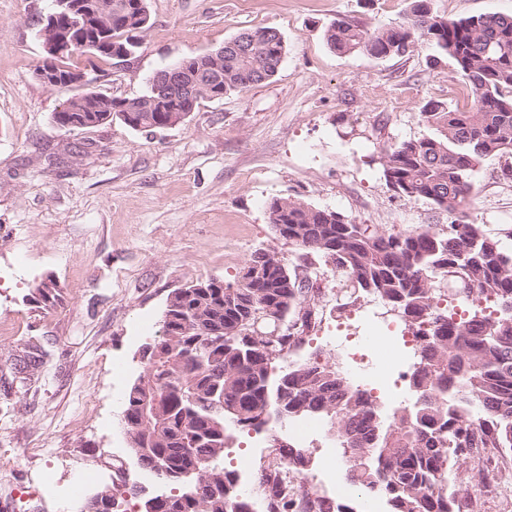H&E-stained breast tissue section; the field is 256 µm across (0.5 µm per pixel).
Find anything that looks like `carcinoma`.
<instances>
[{"mask_svg":"<svg viewBox=\"0 0 512 512\" xmlns=\"http://www.w3.org/2000/svg\"><path fill=\"white\" fill-rule=\"evenodd\" d=\"M112 3V28L95 37L81 18L62 17L85 46L55 58L59 77L84 71L82 64L134 53L137 32L149 22L147 0ZM430 0H412L407 21L370 31L340 18L325 30L339 53L375 58L410 55L420 40L435 46L468 82L469 108L429 101L426 120L439 135L404 141L387 153V186L407 199H425L460 215L470 201L471 174L485 158L512 157V16L445 19ZM250 51L237 38L224 42V58L199 55L179 63L193 73L218 66L201 99L220 98L270 81L285 52L269 28L249 31ZM124 115L122 99L101 92L70 102L53 115L56 125L94 128L117 118L134 130L154 132L183 122L196 104L179 98L151 101ZM276 233L303 257L316 254L332 265L336 299L347 304L377 297L418 339L407 375L411 402L384 419L373 395L353 384L336 364L317 353L293 357L322 321L312 276L273 264L257 251L236 282L210 279L174 290L167 298L156 359L129 388L123 427L138 447L139 467L167 486L154 512H249L224 450L237 431H260L274 420L284 426L321 418L333 429L350 468L347 481L382 498L388 512H477L459 496L457 471L485 448L512 451V225L489 236L482 225L456 218L441 229L386 232L348 216L287 198L268 204ZM494 305L463 315L448 299ZM36 303L60 302L58 286L38 284ZM309 463L307 449L288 443L259 464L254 486L265 512H357L340 498L311 492L294 482ZM199 470L188 483L187 470ZM143 497L145 487L117 470L112 487L88 497L81 512H119V501Z\"/></svg>","mask_w":512,"mask_h":512,"instance_id":"cac0c4a2","label":"carcinoma"}]
</instances>
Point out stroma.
<instances>
[{
  "instance_id": "35a3bbf8",
  "label": "stroma",
  "mask_w": 512,
  "mask_h": 512,
  "mask_svg": "<svg viewBox=\"0 0 512 512\" xmlns=\"http://www.w3.org/2000/svg\"><path fill=\"white\" fill-rule=\"evenodd\" d=\"M54 0H0V507L18 481L38 488L20 512H79L71 495L111 486L117 470L146 482L120 426L127 393L142 374L139 348L155 338L169 294L211 278L237 282L256 250L287 265L300 252L269 222L272 199L337 211L383 231L448 223L447 211L408 200L386 184L382 151L437 136L423 116L431 100L449 107L463 85L435 48L418 42L404 58L377 59L330 49L324 29L343 17L368 29L402 24L410 0H148L149 23L131 58L88 70L91 89L114 97L146 94L155 74L216 50L246 30L280 32L285 55L261 86L202 101L184 121L153 133L113 121L66 131L53 121L73 89L42 84L37 22ZM439 16H512V0H433ZM502 158H487L471 179L468 220L490 236L512 225V181ZM51 280L62 302H30ZM348 322L326 301L305 346L341 358L337 337L393 335L402 325L373 296ZM279 435L307 448L318 490L375 504L329 468L332 431ZM266 434L242 433L224 452L244 485ZM497 449L464 463L457 486L481 512H512V475Z\"/></svg>"
}]
</instances>
